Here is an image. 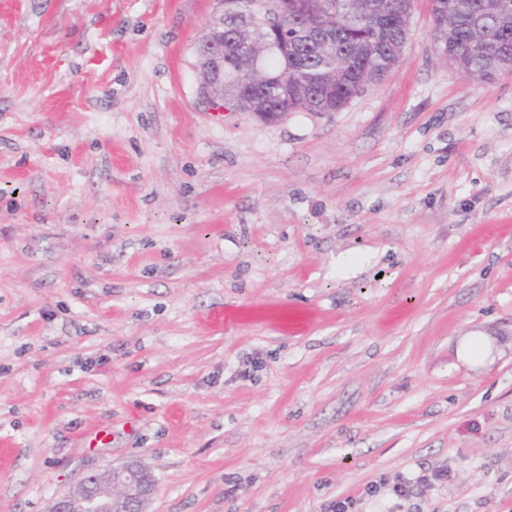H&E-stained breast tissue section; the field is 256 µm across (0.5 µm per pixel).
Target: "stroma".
Segmentation results:
<instances>
[{"label":"stroma","mask_w":512,"mask_h":512,"mask_svg":"<svg viewBox=\"0 0 512 512\" xmlns=\"http://www.w3.org/2000/svg\"><path fill=\"white\" fill-rule=\"evenodd\" d=\"M216 7L0 0V512L132 459L152 512H512V76L416 0L342 111L219 121Z\"/></svg>","instance_id":"stroma-1"}]
</instances>
